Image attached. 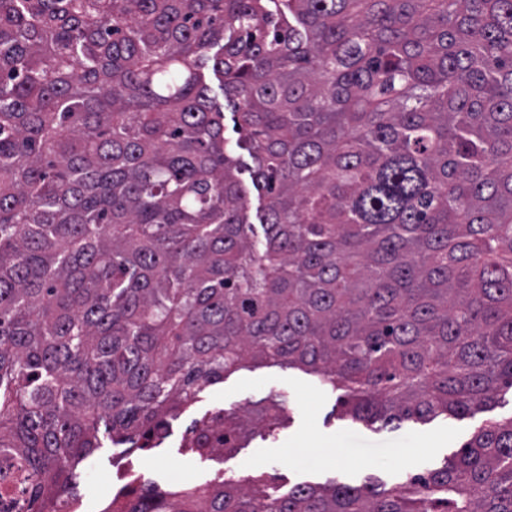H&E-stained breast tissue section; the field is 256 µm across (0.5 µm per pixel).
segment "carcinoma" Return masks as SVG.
Listing matches in <instances>:
<instances>
[{"label":"carcinoma","instance_id":"1","mask_svg":"<svg viewBox=\"0 0 512 512\" xmlns=\"http://www.w3.org/2000/svg\"><path fill=\"white\" fill-rule=\"evenodd\" d=\"M249 358L382 429L512 391V0H0V512ZM112 512H512V417L388 488L221 475ZM218 100L224 110V146L226 150L239 161L240 171L236 174L250 190V208L251 216H253L252 214H255V210L261 202L257 196L256 190L252 186L251 171L255 164L249 153L238 147V143L241 141L243 134L237 128L236 118L232 113V109L227 106L222 95L218 96Z\"/></svg>","mask_w":512,"mask_h":512}]
</instances>
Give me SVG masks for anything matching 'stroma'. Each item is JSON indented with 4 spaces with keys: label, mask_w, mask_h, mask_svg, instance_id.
Returning a JSON list of instances; mask_svg holds the SVG:
<instances>
[{
    "label": "stroma",
    "mask_w": 512,
    "mask_h": 512,
    "mask_svg": "<svg viewBox=\"0 0 512 512\" xmlns=\"http://www.w3.org/2000/svg\"><path fill=\"white\" fill-rule=\"evenodd\" d=\"M276 393L284 401L279 410L282 424L274 432L255 429L225 456H202L184 448V436L195 420L223 408L240 409L252 418ZM342 400V392L323 390L313 375L300 369L245 361L171 419L168 436L158 447L130 454L103 448L96 460L84 461L78 472L87 481L80 492L87 500L94 495L97 481L89 470L112 473L129 463L160 492L204 484L230 468L241 480L261 478L274 497L296 483H322L331 477L350 485L371 478L390 485L442 464L470 439L480 421L512 416L508 394L484 412L382 429L346 415Z\"/></svg>",
    "instance_id": "obj_1"
}]
</instances>
